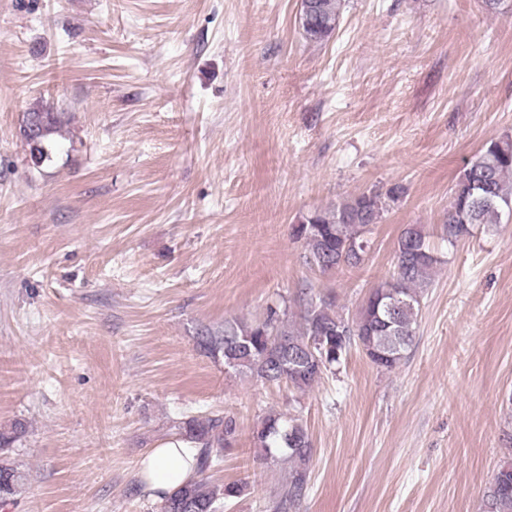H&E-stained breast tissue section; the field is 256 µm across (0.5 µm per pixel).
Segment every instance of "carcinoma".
I'll return each instance as SVG.
<instances>
[{"instance_id":"cac0c4a2","label":"carcinoma","mask_w":512,"mask_h":512,"mask_svg":"<svg viewBox=\"0 0 512 512\" xmlns=\"http://www.w3.org/2000/svg\"><path fill=\"white\" fill-rule=\"evenodd\" d=\"M308 10L299 20L304 38L321 41L339 27L342 0H307ZM23 124L32 127L26 139L33 163L51 158L55 138L61 135L62 116L36 105L24 113ZM397 191H373L355 195L332 209L316 211L302 220L305 263L326 273L355 268L364 261L366 234L387 211ZM512 213V137L492 140L466 164L448 204L444 233L448 242L470 233L478 224L501 223ZM392 277L368 295L356 317L349 321L336 313L333 302L305 295L299 320L288 309L269 306L264 316L248 321L224 319V324L197 333V346L207 356L224 361L235 375L268 383L284 382L305 392L323 374L340 364L354 347L378 368L396 369L415 341L425 292L440 259L417 224L406 225L397 240ZM176 437L198 448L196 472L182 487L164 496L161 512H220L224 502L240 497L245 486L230 482L222 487L209 483L206 473L218 467L237 437L236 419L211 412L189 416L175 423ZM22 434L15 422L0 428V450ZM261 459L288 464V484L282 498L293 503L309 486L311 439L302 421L282 412H270L253 430ZM23 475L6 458L0 459V502L9 500ZM483 512H512V457L502 461L482 497Z\"/></svg>"}]
</instances>
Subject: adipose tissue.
Wrapping results in <instances>:
<instances>
[{
  "mask_svg": "<svg viewBox=\"0 0 512 512\" xmlns=\"http://www.w3.org/2000/svg\"><path fill=\"white\" fill-rule=\"evenodd\" d=\"M196 450L180 439L153 448L141 460L139 476L147 490L167 493L180 487L192 474Z\"/></svg>",
  "mask_w": 512,
  "mask_h": 512,
  "instance_id": "ef3b65f1",
  "label": "adipose tissue"
}]
</instances>
